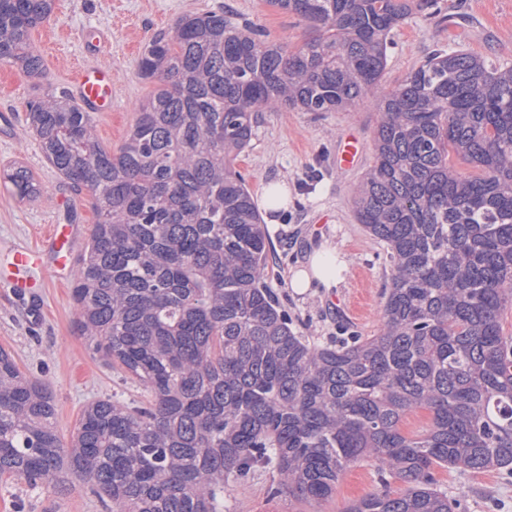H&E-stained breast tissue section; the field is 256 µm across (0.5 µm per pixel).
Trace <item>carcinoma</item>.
I'll list each match as a JSON object with an SVG mask.
<instances>
[{
    "label": "carcinoma",
    "mask_w": 512,
    "mask_h": 512,
    "mask_svg": "<svg viewBox=\"0 0 512 512\" xmlns=\"http://www.w3.org/2000/svg\"><path fill=\"white\" fill-rule=\"evenodd\" d=\"M268 2L320 35L290 47L222 12L181 16L138 59L156 87L115 153L70 97L29 104L44 155L97 216L73 274L77 330L147 401L88 404L64 444L51 395L0 349V476L80 481L112 512H224L258 467L276 472L270 496L320 503L370 460L382 490L345 512H467L434 468L512 474V66L440 50L385 92L390 33L414 14L447 21L440 0ZM53 6L0 0V62L42 72L30 36ZM369 96L381 117L355 204L387 247L381 325L319 345L267 283L268 236L235 165L257 113ZM5 182L40 192L23 166ZM419 411L429 427L404 433Z\"/></svg>",
    "instance_id": "obj_1"
}]
</instances>
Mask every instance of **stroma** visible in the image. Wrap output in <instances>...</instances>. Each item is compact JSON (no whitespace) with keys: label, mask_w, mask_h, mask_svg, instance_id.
<instances>
[{"label":"stroma","mask_w":512,"mask_h":512,"mask_svg":"<svg viewBox=\"0 0 512 512\" xmlns=\"http://www.w3.org/2000/svg\"><path fill=\"white\" fill-rule=\"evenodd\" d=\"M443 7L460 6L452 25H435L411 16L391 36L385 89H394L435 50L464 49L487 63L512 66V0H442ZM233 10L241 21L261 27L271 42L292 46L316 37L307 22L271 6L268 0H55L51 17L31 32L44 71L33 76L13 63H0V170L12 164L27 168L39 182V194L18 198L0 183V260L22 243L40 245L50 225H71L73 248L83 252L96 222L86 191L78 190L47 161L36 136L26 126L30 102L69 92L72 66L103 64L112 69V109L96 115L100 142L117 151L136 120V107L154 85L137 74V60L156 34H171L176 19L189 13ZM378 101L366 98L354 110L265 112L256 135L236 167L253 194L274 181L288 184V209L277 224L267 225L271 243L269 282L283 295L293 328L315 343L335 335L340 323L351 324L365 336L380 327L382 291L387 270L384 246L358 224L352 191L369 168ZM363 143L356 166L336 165V148L343 135ZM336 247L347 269L333 288H313L299 295L289 286L292 270L301 268L323 242ZM47 273L42 287L16 295L0 287V348L9 352L27 375L53 395L56 433L69 442L82 410L110 397L139 403L146 394L100 355L75 329L73 272L56 271L51 255H43ZM438 487L464 496L467 512H512V481L499 471L471 472L435 468ZM273 478L258 469L236 485L228 500L230 512H344L353 501L379 490L372 462L363 460L340 476L327 501L308 503L291 496L268 498ZM79 484L55 492L5 476L0 478V512H110Z\"/></svg>","instance_id":"stroma-1"}]
</instances>
